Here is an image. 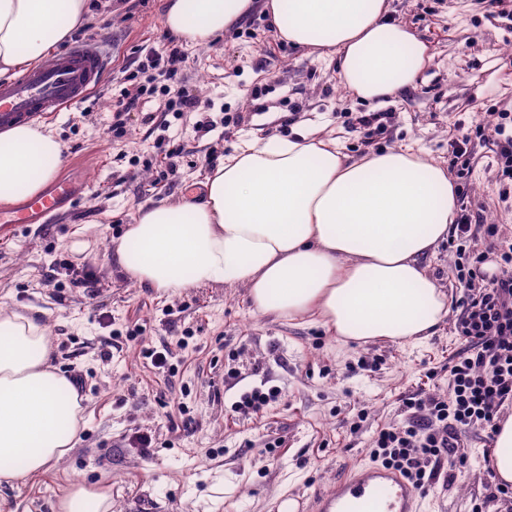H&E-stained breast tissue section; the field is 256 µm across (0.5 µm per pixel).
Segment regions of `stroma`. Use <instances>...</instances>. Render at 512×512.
<instances>
[{"mask_svg":"<svg viewBox=\"0 0 512 512\" xmlns=\"http://www.w3.org/2000/svg\"><path fill=\"white\" fill-rule=\"evenodd\" d=\"M166 0H85L83 22L64 46L107 45L111 67L83 102L49 121L63 145L58 174L85 180L88 197L47 224L0 236V302L44 319L54 365L85 381L86 425L50 471L0 487V512H53L71 483L112 491V512H272L277 502L329 488L350 466L370 463L385 427L404 424L406 398L448 391V363L462 347L453 321L466 290L456 267L483 250L477 238L449 237L427 260L450 302L447 319L417 347L343 343L314 318L278 319L253 311L241 287L167 293L128 281L109 257L143 207L202 202L201 183L243 135L266 138L321 119L360 158L413 142L447 164L451 142L467 141L470 172L458 180L465 204L512 237V198L488 149L512 134V0H390V15L428 46L416 85L383 105L380 128L359 129L348 115L371 113L349 97L335 67L280 41L254 10L204 48H185L177 78L200 101L176 112L157 78L136 111L116 103L135 90L140 48L164 53ZM176 165L178 178L165 171ZM84 227L82 238L73 235ZM88 285H81V278ZM169 350L173 372L154 369L144 350ZM273 389L262 412L235 404L253 388ZM153 438L150 452L135 432ZM456 478H439L420 512H512L490 500L497 481L483 460L484 431L462 432Z\"/></svg>","mask_w":512,"mask_h":512,"instance_id":"obj_1","label":"stroma"}]
</instances>
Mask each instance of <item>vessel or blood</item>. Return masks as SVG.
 <instances>
[{"mask_svg": "<svg viewBox=\"0 0 512 512\" xmlns=\"http://www.w3.org/2000/svg\"><path fill=\"white\" fill-rule=\"evenodd\" d=\"M108 58L101 46L84 42L71 46L47 64L0 81V128L23 121L45 120L80 102L102 83ZM85 185L57 177L41 194L0 209V233L25 224H45L66 205L81 198ZM416 490L400 474L377 465H360L329 489L286 512H418Z\"/></svg>", "mask_w": 512, "mask_h": 512, "instance_id": "obj_1", "label": "vessel or blood"}]
</instances>
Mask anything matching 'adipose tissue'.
<instances>
[{
	"label": "adipose tissue",
	"instance_id": "ef3b65f1",
	"mask_svg": "<svg viewBox=\"0 0 512 512\" xmlns=\"http://www.w3.org/2000/svg\"><path fill=\"white\" fill-rule=\"evenodd\" d=\"M262 7L282 42L335 64L347 93L380 105L412 87L427 45L388 0H168L165 26L199 48ZM84 0H0V75L44 63L83 20ZM62 144L50 127L0 131V204L36 195ZM202 202L140 209L109 246L126 278L166 292L240 286L253 310L317 316L345 341L416 344L448 315L425 260L454 223L458 188L413 145L361 158L324 125L245 137L203 182ZM47 324L0 308V484L46 472L79 440L83 408L51 363ZM55 512H112L109 489L71 484Z\"/></svg>",
	"mask_w": 512,
	"mask_h": 512
}]
</instances>
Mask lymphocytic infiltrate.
<instances>
[{"mask_svg": "<svg viewBox=\"0 0 512 512\" xmlns=\"http://www.w3.org/2000/svg\"><path fill=\"white\" fill-rule=\"evenodd\" d=\"M454 232L462 240L481 235L498 245L500 272L481 274L489 258L485 251L473 253L461 268L467 297L454 330L464 349L452 361L447 394L408 398L405 424L381 429L370 448L382 466L398 470L418 489L434 484L441 473H455L464 458L458 446L462 429L495 435L500 408L512 399V244H501L498 225L484 223L468 208L458 215Z\"/></svg>", "mask_w": 512, "mask_h": 512, "instance_id": "lymphocytic-infiltrate-1", "label": "lymphocytic infiltrate"}]
</instances>
